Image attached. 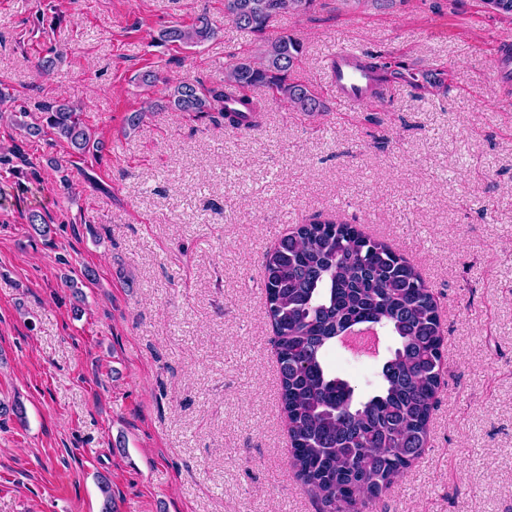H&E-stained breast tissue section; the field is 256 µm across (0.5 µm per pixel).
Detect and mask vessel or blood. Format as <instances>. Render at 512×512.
I'll return each mask as SVG.
<instances>
[{
  "label": "vessel or blood",
  "mask_w": 512,
  "mask_h": 512,
  "mask_svg": "<svg viewBox=\"0 0 512 512\" xmlns=\"http://www.w3.org/2000/svg\"><path fill=\"white\" fill-rule=\"evenodd\" d=\"M328 74V84L344 108H354L371 98L375 77L362 65L357 52L336 51L330 58Z\"/></svg>",
  "instance_id": "b4317fda"
}]
</instances>
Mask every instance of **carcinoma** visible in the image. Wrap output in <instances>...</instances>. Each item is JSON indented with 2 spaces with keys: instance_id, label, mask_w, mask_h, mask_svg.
Returning <instances> with one entry per match:
<instances>
[{
  "instance_id": "carcinoma-1",
  "label": "carcinoma",
  "mask_w": 512,
  "mask_h": 512,
  "mask_svg": "<svg viewBox=\"0 0 512 512\" xmlns=\"http://www.w3.org/2000/svg\"><path fill=\"white\" fill-rule=\"evenodd\" d=\"M315 2L224 0V16L241 29L262 34L273 17L303 14ZM217 34L202 13L188 25L167 27L159 38L194 47ZM302 54L303 44L288 34L268 39L258 59L246 56L227 64L220 85L169 86L164 107L197 118L217 113L228 126L251 130L259 126L263 108L242 91L263 86L298 112H324V101L294 76ZM11 123L29 137L52 134L78 158L106 149L82 112L64 99L38 116L18 104ZM72 163L47 159L66 189ZM26 219L42 241L52 240L55 229L41 213L30 210ZM262 282L276 336L290 465L315 491L322 512H362L427 445L444 361L437 301L415 265L402 255L356 224L323 220L319 214L296 225L266 252ZM359 326L377 327L398 340L382 364L379 386L365 397L333 374L327 362L328 351Z\"/></svg>"
}]
</instances>
